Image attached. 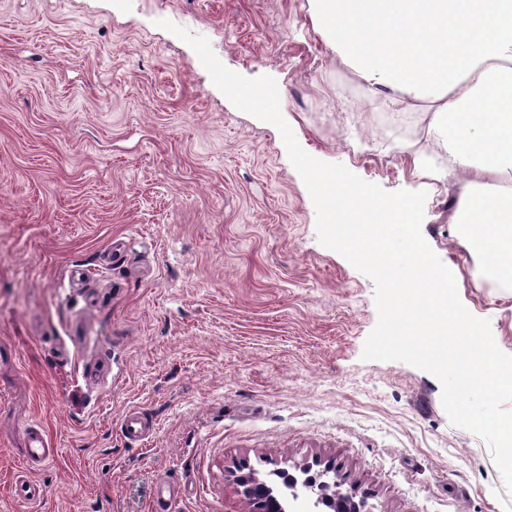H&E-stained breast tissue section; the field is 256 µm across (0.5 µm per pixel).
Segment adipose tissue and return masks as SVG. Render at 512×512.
Here are the masks:
<instances>
[{
  "label": "adipose tissue",
  "instance_id": "adipose-tissue-1",
  "mask_svg": "<svg viewBox=\"0 0 512 512\" xmlns=\"http://www.w3.org/2000/svg\"><path fill=\"white\" fill-rule=\"evenodd\" d=\"M314 33L381 109L422 116L397 144L448 184L457 231L512 288V0H307Z\"/></svg>",
  "mask_w": 512,
  "mask_h": 512
}]
</instances>
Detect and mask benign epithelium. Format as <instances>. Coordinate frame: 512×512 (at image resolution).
Segmentation results:
<instances>
[{"mask_svg": "<svg viewBox=\"0 0 512 512\" xmlns=\"http://www.w3.org/2000/svg\"><path fill=\"white\" fill-rule=\"evenodd\" d=\"M277 481L269 483L240 466L228 472L225 478L239 489L247 504L260 497L268 504L266 512H300V504L309 512H370L368 496L341 489L336 479L339 468L331 461L315 459L298 466L295 471L275 470Z\"/></svg>", "mask_w": 512, "mask_h": 512, "instance_id": "7a95c632", "label": "benign epithelium"}]
</instances>
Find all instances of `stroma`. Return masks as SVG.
<instances>
[{
    "label": "stroma",
    "instance_id": "stroma-1",
    "mask_svg": "<svg viewBox=\"0 0 512 512\" xmlns=\"http://www.w3.org/2000/svg\"><path fill=\"white\" fill-rule=\"evenodd\" d=\"M269 75L313 157L416 190L411 120L367 102L306 0H0V512H246L229 469L313 458L375 512H512L487 441L432 374L366 361L375 286L316 233L279 130L237 108L195 51ZM429 191L421 234L462 264L466 309L512 354V294ZM152 425L133 445L125 412ZM41 423L55 452L32 468ZM45 489L13 495L18 478ZM27 464L36 460H46L50 456L48 440L41 427L35 424L25 426Z\"/></svg>",
    "mask_w": 512,
    "mask_h": 512
}]
</instances>
